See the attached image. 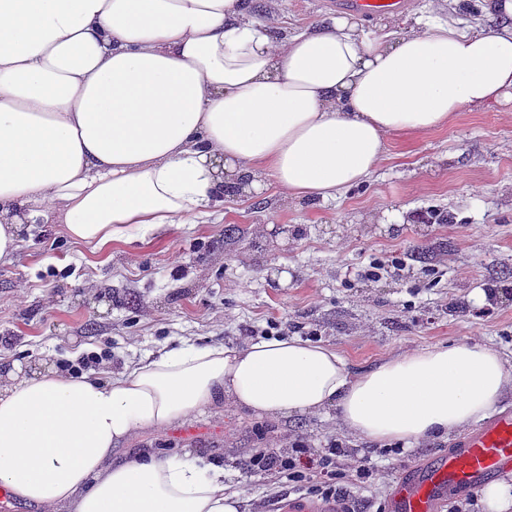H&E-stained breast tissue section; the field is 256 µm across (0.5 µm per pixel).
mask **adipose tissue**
Returning a JSON list of instances; mask_svg holds the SVG:
<instances>
[{
	"instance_id": "ef3b65f1",
	"label": "adipose tissue",
	"mask_w": 512,
	"mask_h": 512,
	"mask_svg": "<svg viewBox=\"0 0 512 512\" xmlns=\"http://www.w3.org/2000/svg\"><path fill=\"white\" fill-rule=\"evenodd\" d=\"M480 8L476 32L371 38L344 14L281 37L247 0H0V265L48 216L96 250L196 223L228 186L334 199L386 136L512 98V0ZM510 388L512 366L475 341L357 372L296 337L186 345L112 380L19 371L0 381V487L40 512H239L223 468L112 450L221 401L284 418L332 407L371 442L416 443L482 421Z\"/></svg>"
}]
</instances>
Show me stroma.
<instances>
[{"label": "stroma", "instance_id": "stroma-1", "mask_svg": "<svg viewBox=\"0 0 512 512\" xmlns=\"http://www.w3.org/2000/svg\"><path fill=\"white\" fill-rule=\"evenodd\" d=\"M292 33L346 14L342 0H251ZM481 25L452 0H407L416 14ZM379 278L365 276L372 259ZM330 345L353 370L418 348L480 341L512 365V101L461 112L448 126L388 139L374 172L336 199L285 201L274 181L237 191L196 224L99 251L60 225H25L14 261L0 266V371L39 361L64 369L91 352L114 376L144 355L192 342L243 347L270 326ZM339 440L364 448L376 470L355 496L376 512L402 473L447 452L450 437L397 451L346 433L335 409L290 420L224 404L173 428L144 432L116 457L186 452L224 468L242 512H275L278 497L307 499L276 476L249 477L236 462L256 450Z\"/></svg>", "mask_w": 512, "mask_h": 512}]
</instances>
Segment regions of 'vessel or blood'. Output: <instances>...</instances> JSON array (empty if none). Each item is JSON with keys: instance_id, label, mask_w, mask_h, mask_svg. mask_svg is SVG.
Masks as SVG:
<instances>
[{"instance_id": "b4317fda", "label": "vessel or blood", "mask_w": 512, "mask_h": 512, "mask_svg": "<svg viewBox=\"0 0 512 512\" xmlns=\"http://www.w3.org/2000/svg\"><path fill=\"white\" fill-rule=\"evenodd\" d=\"M365 14L396 11L404 0H345ZM512 472V408L463 435L448 452L409 467L383 512H442L449 497L477 493Z\"/></svg>"}]
</instances>
